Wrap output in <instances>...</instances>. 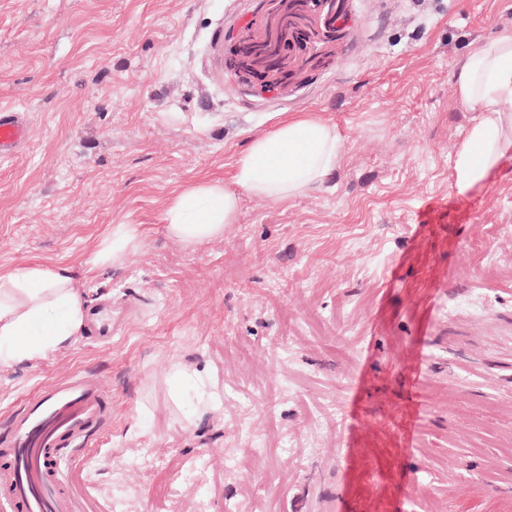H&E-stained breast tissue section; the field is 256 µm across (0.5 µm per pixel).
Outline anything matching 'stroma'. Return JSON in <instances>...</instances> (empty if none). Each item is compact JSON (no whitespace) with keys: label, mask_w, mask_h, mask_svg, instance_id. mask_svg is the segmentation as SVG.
<instances>
[{"label":"stroma","mask_w":512,"mask_h":512,"mask_svg":"<svg viewBox=\"0 0 512 512\" xmlns=\"http://www.w3.org/2000/svg\"><path fill=\"white\" fill-rule=\"evenodd\" d=\"M259 3L0 0V108L31 126L0 159V272L51 268L118 328L0 367V418L72 372L101 383L111 426L72 470L91 512H512V160L460 193L449 157L476 118L454 64L512 0H346L326 61L268 91L217 62ZM289 112L335 125L338 173L242 195L221 239L168 237V198L230 179ZM121 223L138 251L91 267ZM178 368L204 398H171Z\"/></svg>","instance_id":"1"}]
</instances>
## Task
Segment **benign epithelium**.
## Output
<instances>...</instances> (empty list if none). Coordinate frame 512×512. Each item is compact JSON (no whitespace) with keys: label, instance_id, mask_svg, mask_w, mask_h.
I'll return each mask as SVG.
<instances>
[{"label":"benign epithelium","instance_id":"1","mask_svg":"<svg viewBox=\"0 0 512 512\" xmlns=\"http://www.w3.org/2000/svg\"><path fill=\"white\" fill-rule=\"evenodd\" d=\"M299 0H267V9L234 44L232 58L243 59L242 70L265 83L286 84L317 54L318 46L336 38L334 14L327 5Z\"/></svg>","mask_w":512,"mask_h":512}]
</instances>
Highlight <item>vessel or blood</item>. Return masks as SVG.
Returning a JSON list of instances; mask_svg holds the SVG:
<instances>
[{"label":"vessel or blood","instance_id":"obj_1","mask_svg":"<svg viewBox=\"0 0 512 512\" xmlns=\"http://www.w3.org/2000/svg\"><path fill=\"white\" fill-rule=\"evenodd\" d=\"M30 135L26 113L0 109V158ZM112 399L75 373L0 420V512H86L67 466L105 430Z\"/></svg>","mask_w":512,"mask_h":512}]
</instances>
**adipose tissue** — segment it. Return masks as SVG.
<instances>
[{"label":"adipose tissue","mask_w":512,"mask_h":512,"mask_svg":"<svg viewBox=\"0 0 512 512\" xmlns=\"http://www.w3.org/2000/svg\"><path fill=\"white\" fill-rule=\"evenodd\" d=\"M453 83L456 104L478 114L450 149L452 186L465 192L485 185L512 158V29L458 60ZM344 154L335 125L313 112L288 116L241 153L231 180L205 178L171 196L164 229L187 246L223 238L241 195L293 201L333 177ZM143 235L142 225H113L92 265L123 264ZM84 323L79 292L56 271L27 266L0 273V365L39 360L80 334Z\"/></svg>","instance_id":"adipose-tissue-1"}]
</instances>
